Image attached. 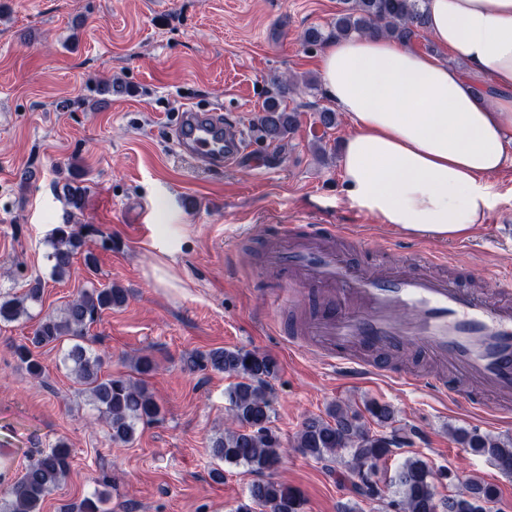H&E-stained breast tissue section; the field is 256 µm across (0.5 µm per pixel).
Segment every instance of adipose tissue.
Returning a JSON list of instances; mask_svg holds the SVG:
<instances>
[{
	"label": "adipose tissue",
	"instance_id": "1",
	"mask_svg": "<svg viewBox=\"0 0 512 512\" xmlns=\"http://www.w3.org/2000/svg\"><path fill=\"white\" fill-rule=\"evenodd\" d=\"M447 63L379 34L330 41L326 96L348 114L345 192L413 236L467 237L512 148V0H424Z\"/></svg>",
	"mask_w": 512,
	"mask_h": 512
}]
</instances>
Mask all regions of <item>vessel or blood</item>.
<instances>
[{"label": "vessel or blood", "mask_w": 512, "mask_h": 512, "mask_svg": "<svg viewBox=\"0 0 512 512\" xmlns=\"http://www.w3.org/2000/svg\"><path fill=\"white\" fill-rule=\"evenodd\" d=\"M180 151L193 159L230 165L245 153L232 123L209 112H187L178 127ZM387 254L389 242L369 241L347 224H282L269 237L263 265L280 299L304 292L314 308L287 330L288 344L319 351L351 375H377L367 352L411 345L441 363L442 373L396 374L404 385L464 400L475 412L512 418V274L490 271L493 295L457 288L448 277L413 265L368 270L351 263L344 243Z\"/></svg>", "instance_id": "b4317fda"}]
</instances>
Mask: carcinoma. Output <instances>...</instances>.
<instances>
[{"label":"carcinoma","instance_id":"carcinoma-1","mask_svg":"<svg viewBox=\"0 0 512 512\" xmlns=\"http://www.w3.org/2000/svg\"><path fill=\"white\" fill-rule=\"evenodd\" d=\"M424 24L420 0H342V8L328 30L310 27L304 31L303 41L316 46L338 37L383 33L395 41L408 42ZM299 85L314 90L318 80L307 76L298 84L285 79L267 98L262 113L256 117V124L266 138L282 142L293 133L298 123L297 112L287 109L284 102ZM83 228V224L66 223L54 229L46 255L54 278L66 276L82 250ZM83 260L89 270L97 271V257L92 251H84ZM42 292V280L36 278L20 297L1 294L0 323L14 322L26 315L27 303L40 302ZM126 300V290L115 284L87 288L60 313L44 315L28 342L13 347L17 361L31 377L38 379L44 366L32 348L65 339L73 341L67 360L71 363L72 379L79 385L77 392L94 406L109 440L121 444L133 442L139 425L157 422L162 415L160 403L141 379L103 374V360L92 354L89 345L88 327L103 311L121 307ZM186 366L192 371L210 368L236 379L226 391L229 423L224 433L212 441L210 452L226 464L243 466L261 475L249 487L251 504L239 507L238 512H253L255 506L265 512H304L305 500L298 489L264 477L277 469L282 458L280 436L271 427L274 408L269 379L278 372L277 361L256 350L215 348L191 355ZM365 411L383 431L367 428L350 405L334 403L327 407L326 416L302 423L293 447L315 460L342 465L347 474L359 479L361 495L387 501V507L394 512H487L488 505L496 501L495 488L473 479L468 482L465 496H438L436 482L441 475L418 458H408L399 467L391 482L395 497L386 499V491L377 480L378 467L404 445V440L393 426L390 405L371 400ZM453 435L471 451L490 457L501 471L512 475V441L468 431L455 430ZM71 459V448L63 439L40 453L19 480L0 492V512H40L42 502L69 474ZM104 501L103 494L94 493L78 503L61 505L59 512H102Z\"/></svg>","mask_w":512,"mask_h":512}]
</instances>
